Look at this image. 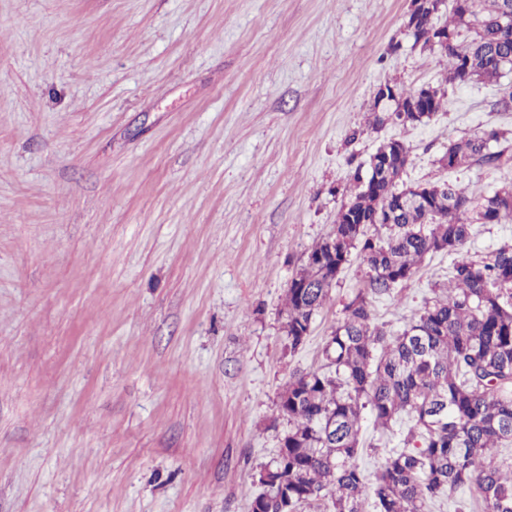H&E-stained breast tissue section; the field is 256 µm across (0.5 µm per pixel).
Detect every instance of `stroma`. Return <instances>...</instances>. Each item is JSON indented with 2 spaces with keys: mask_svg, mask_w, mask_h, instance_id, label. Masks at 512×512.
Instances as JSON below:
<instances>
[{
  "mask_svg": "<svg viewBox=\"0 0 512 512\" xmlns=\"http://www.w3.org/2000/svg\"><path fill=\"white\" fill-rule=\"evenodd\" d=\"M411 0H0V512H251L288 429L290 373L323 364L365 283L352 256L297 350L288 282L386 141L404 185L475 199L512 161L453 171L512 87L447 83ZM445 87L429 121L372 124L381 85ZM512 244L476 224L469 254ZM451 259L376 298L397 331Z\"/></svg>",
  "mask_w": 512,
  "mask_h": 512,
  "instance_id": "obj_1",
  "label": "stroma"
}]
</instances>
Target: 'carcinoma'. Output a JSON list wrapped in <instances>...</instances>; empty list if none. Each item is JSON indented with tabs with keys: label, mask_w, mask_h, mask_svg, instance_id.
Wrapping results in <instances>:
<instances>
[{
	"label": "carcinoma",
	"mask_w": 512,
	"mask_h": 512,
	"mask_svg": "<svg viewBox=\"0 0 512 512\" xmlns=\"http://www.w3.org/2000/svg\"><path fill=\"white\" fill-rule=\"evenodd\" d=\"M468 2L469 15L455 7L444 24L424 14L412 38L448 59L450 84L498 81L503 72L489 63L498 56L512 69V31L497 23L512 14V0ZM472 21L475 35L461 37L459 28ZM419 93L431 120L447 91L397 86L395 95L377 98L381 113L373 125L389 118L406 124L400 109ZM502 137L492 131L452 143L439 163L496 166L502 152L489 144ZM372 160L367 177L353 175L332 232L310 248L288 283L284 329L294 351L352 252L367 266L366 287L345 305L326 341L323 367L291 374L279 394L289 428L260 477L263 491L251 512H299L324 501L332 512H365L368 491L373 512H427L430 501L463 487L478 492L483 512H512V464L498 459L499 449L512 447V245L482 260L467 250L473 222L512 216V188L478 201L449 181L408 193L399 186L409 161L405 143H384ZM445 252L454 256L445 295L396 335L375 324L372 299L413 278L426 256ZM366 415L383 434L403 415L411 422L403 447L389 449L371 474L355 463Z\"/></svg>",
	"instance_id": "carcinoma-1"
}]
</instances>
